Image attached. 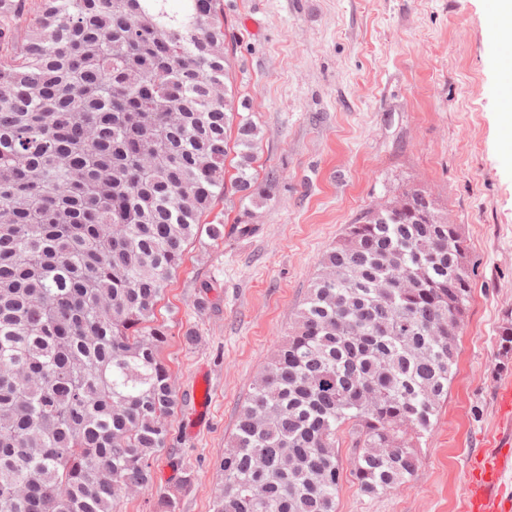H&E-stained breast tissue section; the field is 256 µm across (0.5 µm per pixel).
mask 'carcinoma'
Returning <instances> with one entry per match:
<instances>
[{
    "instance_id": "cac0c4a2",
    "label": "carcinoma",
    "mask_w": 512,
    "mask_h": 512,
    "mask_svg": "<svg viewBox=\"0 0 512 512\" xmlns=\"http://www.w3.org/2000/svg\"><path fill=\"white\" fill-rule=\"evenodd\" d=\"M0 0V512H112L154 485L177 405L155 309L260 130L215 97L219 0ZM345 225L241 408L216 512H336L409 482L471 294L460 226L420 188ZM512 358V319L498 333Z\"/></svg>"
}]
</instances>
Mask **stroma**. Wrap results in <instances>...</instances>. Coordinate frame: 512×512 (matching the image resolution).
Returning <instances> with one entry per match:
<instances>
[{
  "label": "stroma",
  "mask_w": 512,
  "mask_h": 512,
  "mask_svg": "<svg viewBox=\"0 0 512 512\" xmlns=\"http://www.w3.org/2000/svg\"><path fill=\"white\" fill-rule=\"evenodd\" d=\"M488 0H222L233 89L262 131L259 195L223 202L224 236L198 237L156 308L178 398L175 450L156 484L113 512H214L238 411L292 329L324 253L395 190H426L462 227L474 263L456 373L416 476L370 497L352 478L337 512H462L471 461L497 428L494 390L512 379L497 337L512 313V137L495 91L512 34ZM247 218L252 235L235 222ZM205 394L210 421L188 423ZM191 483H184L185 474Z\"/></svg>",
  "instance_id": "stroma-1"
}]
</instances>
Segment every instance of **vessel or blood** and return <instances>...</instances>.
Masks as SVG:
<instances>
[{"instance_id": "vessel-or-blood-1", "label": "vessel or blood", "mask_w": 512, "mask_h": 512, "mask_svg": "<svg viewBox=\"0 0 512 512\" xmlns=\"http://www.w3.org/2000/svg\"><path fill=\"white\" fill-rule=\"evenodd\" d=\"M495 395L500 430L473 464L463 512H512V381L500 382Z\"/></svg>"}]
</instances>
